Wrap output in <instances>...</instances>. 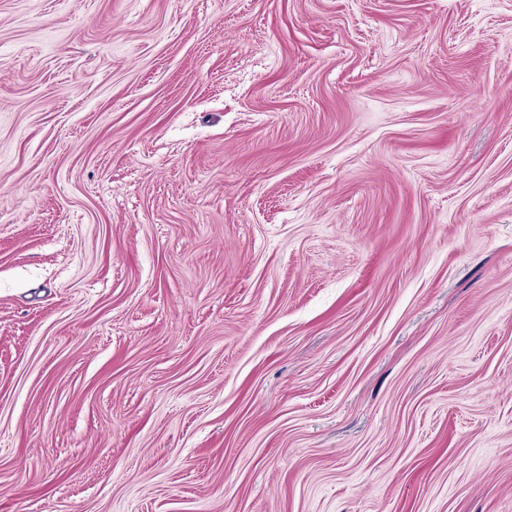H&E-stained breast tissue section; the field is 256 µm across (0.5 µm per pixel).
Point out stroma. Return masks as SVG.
<instances>
[{
  "mask_svg": "<svg viewBox=\"0 0 512 512\" xmlns=\"http://www.w3.org/2000/svg\"><path fill=\"white\" fill-rule=\"evenodd\" d=\"M0 512H512V0H0Z\"/></svg>",
  "mask_w": 512,
  "mask_h": 512,
  "instance_id": "35a3bbf8",
  "label": "stroma"
}]
</instances>
